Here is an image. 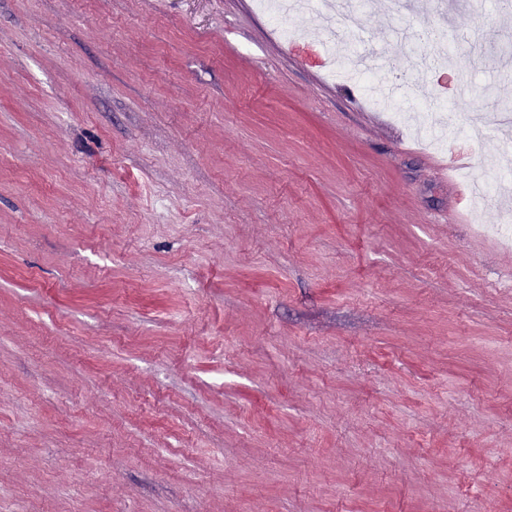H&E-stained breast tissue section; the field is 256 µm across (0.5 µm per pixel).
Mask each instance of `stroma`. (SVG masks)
I'll return each instance as SVG.
<instances>
[{
	"instance_id": "1",
	"label": "stroma",
	"mask_w": 512,
	"mask_h": 512,
	"mask_svg": "<svg viewBox=\"0 0 512 512\" xmlns=\"http://www.w3.org/2000/svg\"><path fill=\"white\" fill-rule=\"evenodd\" d=\"M448 70L373 0L402 120L254 0H0V512H512V245L417 140L512 103V11L447 0Z\"/></svg>"
}]
</instances>
